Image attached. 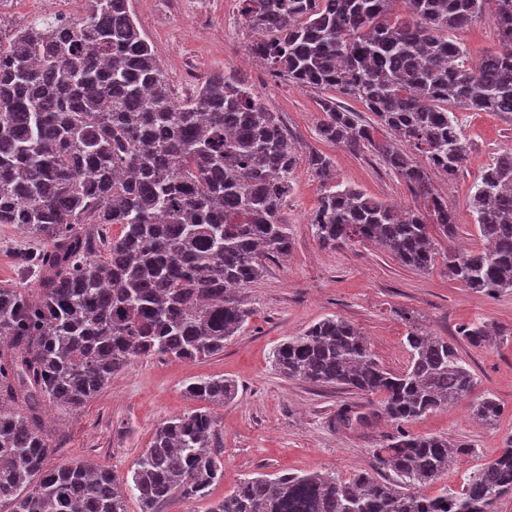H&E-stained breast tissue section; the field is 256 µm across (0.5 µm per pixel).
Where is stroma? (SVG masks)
<instances>
[{
  "mask_svg": "<svg viewBox=\"0 0 512 512\" xmlns=\"http://www.w3.org/2000/svg\"><path fill=\"white\" fill-rule=\"evenodd\" d=\"M68 4L69 0H14L0 8V27L16 29L38 17L67 13ZM131 9L173 89L212 73L239 75L263 106L280 118L301 157L282 208L292 249L286 256L265 260L262 278L242 289L251 315L241 332L225 342L222 353L194 362L144 356L113 376L81 411L66 415L46 407L43 424L53 442L47 467L86 460L128 486L162 422L206 409L217 422L224 462V477L213 487L210 500L222 499L244 479L261 474L351 477L371 470L373 448L394 434L395 426L384 420L350 429L337 425L339 410L369 412L377 396L288 378L274 364L276 347L337 314L362 331L384 368L400 372L409 363L406 336L411 324L449 339L459 326L481 320L499 328V336L483 347L462 346L461 352L475 376L473 397L494 398L501 407L498 420L484 424L471 419L468 404L462 401L407 426L416 435L469 444L470 453L456 455L447 472L423 493L459 490L482 464L498 456L505 439L512 436V291L495 296L474 292L449 278L444 263L416 271L372 244L322 246L308 222L324 192L305 162L311 152L330 160L337 181L378 201L422 211L424 199L411 192L375 150L354 153L320 137L319 103L326 91L297 87L275 76L264 63L248 60L254 34L241 17L237 0H181L177 6L171 0H131ZM493 12L488 2L479 19L450 34L463 47L468 64L500 49ZM454 117L470 149L455 179L434 171L430 182L435 191L448 195L459 241L475 247L479 239L469 201L483 172L512 149V117L465 109L455 110ZM34 247L15 228L0 224V286L36 295L34 280L18 268L19 256ZM213 376L235 382L232 401L210 405L186 393L188 383ZM210 500L177 496L159 512H207Z\"/></svg>",
  "mask_w": 512,
  "mask_h": 512,
  "instance_id": "stroma-1",
  "label": "stroma"
}]
</instances>
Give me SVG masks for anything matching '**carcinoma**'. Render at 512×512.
I'll return each mask as SVG.
<instances>
[{
  "instance_id": "1",
  "label": "carcinoma",
  "mask_w": 512,
  "mask_h": 512,
  "mask_svg": "<svg viewBox=\"0 0 512 512\" xmlns=\"http://www.w3.org/2000/svg\"><path fill=\"white\" fill-rule=\"evenodd\" d=\"M487 2L238 0L255 35L251 55L298 87L361 103L397 143L375 142L360 113L334 98L321 103V138L375 149L427 202V215L402 213L337 184L309 217L323 246L372 243L425 272L437 259L432 234L457 237L455 214L429 181L431 170L455 179L469 149L448 107L512 114V0H493L501 53L468 67L448 38ZM83 4L79 23L41 17L0 37V224L43 244L22 262L37 272L38 295L0 288V502L11 512H126L110 471L81 460L45 466L43 406L81 409L142 356L223 352L250 315L239 290L261 277L265 259L291 248L280 213L299 156L276 113L222 73L175 101L130 0ZM307 164L322 184L332 179L323 155L309 154ZM470 209L483 245L448 251V275L488 296L512 289L511 152L482 174ZM457 336L480 347L493 332L473 322ZM406 345L409 364L396 373L339 315L282 341L274 351L281 373L380 395L372 415L397 432L373 450L375 475L262 474L208 512H496L512 495V437L460 490L419 492L448 470L452 453L471 448L453 452L448 439L405 426L466 399L475 377L455 341L413 326ZM186 392L224 404L235 384L210 377ZM470 410L490 424L501 407L484 396ZM338 421L365 426L369 415L345 409ZM220 447L210 413L170 419L128 491L142 512L176 495L205 499L224 477Z\"/></svg>"
}]
</instances>
